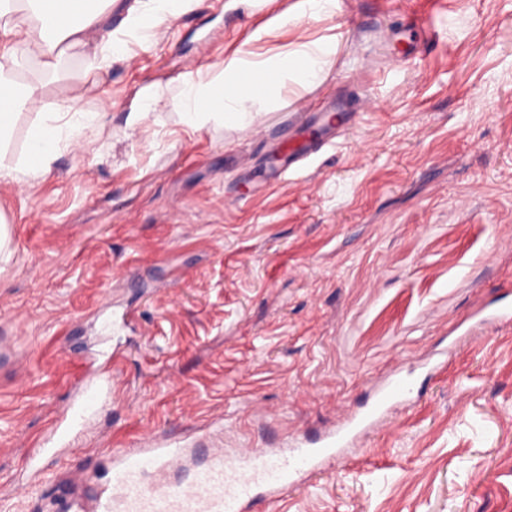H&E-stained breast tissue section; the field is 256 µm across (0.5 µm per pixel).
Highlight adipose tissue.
Returning a JSON list of instances; mask_svg holds the SVG:
<instances>
[{
	"label": "adipose tissue",
	"instance_id": "ef3b65f1",
	"mask_svg": "<svg viewBox=\"0 0 512 512\" xmlns=\"http://www.w3.org/2000/svg\"><path fill=\"white\" fill-rule=\"evenodd\" d=\"M113 0H27L28 10L13 0H0V144L9 142L14 115L37 100L34 86L15 80L14 66L30 52L53 62L60 44L91 51L99 66H108L117 45L101 33V15ZM328 46L315 43L292 54L232 63L211 81L183 89L179 104L196 123L221 119L240 127L250 126L255 116L247 104L277 96L287 80L305 84L322 82ZM93 115L74 109L71 98H62L55 112L31 130L24 158L17 169L26 174L48 171L65 129L80 130L92 124Z\"/></svg>",
	"mask_w": 512,
	"mask_h": 512
}]
</instances>
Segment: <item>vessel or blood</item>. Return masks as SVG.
Listing matches in <instances>:
<instances>
[{"instance_id":"obj_1","label":"vessel or blood","mask_w":512,"mask_h":512,"mask_svg":"<svg viewBox=\"0 0 512 512\" xmlns=\"http://www.w3.org/2000/svg\"><path fill=\"white\" fill-rule=\"evenodd\" d=\"M120 358L112 353L82 379L81 405L65 412L63 423H85V409L111 395L112 371ZM407 385L403 378L385 383L363 416L346 419L317 447L246 448L232 454L219 450L193 466L187 463L186 449L150 438L131 451L109 449L108 478L90 498L65 499L63 512H250L257 497L278 501L295 474L343 461L346 438L379 422ZM173 472L180 473V482L169 481Z\"/></svg>"}]
</instances>
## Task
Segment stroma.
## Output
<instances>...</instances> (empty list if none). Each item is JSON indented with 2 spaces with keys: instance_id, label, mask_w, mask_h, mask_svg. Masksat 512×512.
Listing matches in <instances>:
<instances>
[{
  "instance_id": "stroma-1",
  "label": "stroma",
  "mask_w": 512,
  "mask_h": 512,
  "mask_svg": "<svg viewBox=\"0 0 512 512\" xmlns=\"http://www.w3.org/2000/svg\"><path fill=\"white\" fill-rule=\"evenodd\" d=\"M113 38L110 67L64 47L57 74L35 57L16 72L39 96L0 163L61 95L96 121L47 172L0 179V512H47L146 437L323 436L398 371L419 398L267 512H512V322L483 321L512 294V0H185ZM317 42L324 81H287L253 126L178 104L230 62ZM334 105L349 129L275 180L272 156ZM116 347L111 399L21 486L85 362Z\"/></svg>"
}]
</instances>
